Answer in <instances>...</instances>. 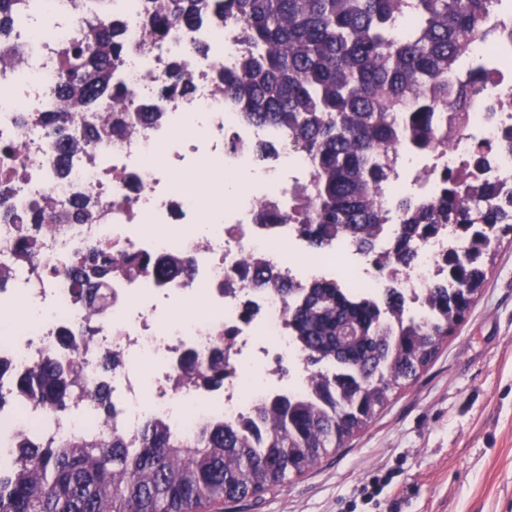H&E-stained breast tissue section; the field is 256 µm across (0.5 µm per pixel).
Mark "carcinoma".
<instances>
[{"instance_id":"carcinoma-1","label":"carcinoma","mask_w":512,"mask_h":512,"mask_svg":"<svg viewBox=\"0 0 512 512\" xmlns=\"http://www.w3.org/2000/svg\"><path fill=\"white\" fill-rule=\"evenodd\" d=\"M210 0H148L149 36L162 40L190 24ZM236 23L244 46L239 66L224 76V91L252 122L288 129L293 143L314 159L311 184L287 215L264 204L257 219L294 222L311 248L348 237L366 247L389 221L378 196L392 170L396 144L421 149L448 145V129L434 109L448 106L449 123L463 127L474 82L448 84L465 46L483 37L497 0H216ZM409 12V37L392 25ZM122 59L115 31L91 27L63 58L57 109L46 116L58 132L78 112L97 113L91 134L126 136L128 95L112 85ZM395 112L405 125L392 124ZM394 255H409L410 238L453 222L472 230L460 253L448 254L453 288H432L428 322H404V300L391 291L378 301L350 294L332 279L300 289L288 326L312 371V396L277 393L236 425L218 423L192 439L149 422L127 437L117 430L87 439L29 437L0 471V512H199L258 496L312 470L330 451L364 430L397 389L416 378L453 335L472 307L499 247L512 239V198L490 183L448 175V189L432 202L402 207ZM179 259L152 264L122 259L109 247L84 254L68 271L74 296L92 301L94 289L117 274L148 271L163 279L188 271ZM185 376L208 389L224 385V352L200 365L193 355ZM21 396L63 419L88 398L112 419V391L83 383L76 363L53 357L18 375L0 391V406Z\"/></svg>"}]
</instances>
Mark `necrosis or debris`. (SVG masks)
I'll use <instances>...</instances> for the list:
<instances>
[{"label": "necrosis or debris", "instance_id": "1", "mask_svg": "<svg viewBox=\"0 0 512 512\" xmlns=\"http://www.w3.org/2000/svg\"><path fill=\"white\" fill-rule=\"evenodd\" d=\"M145 0H26L0 37V145L15 148L0 156V267L11 277L0 289V387L45 356L80 363L88 386L107 382L116 424L135 431L149 420L174 434L194 436L213 420L237 422L274 393L291 362L298 377L290 395L304 397L309 368L288 329V299L242 278L240 263L250 257L280 281L301 288L314 279H335L354 292L403 294L416 319L431 312L430 289L448 284L449 252L463 250L467 233L448 223L417 241L410 265L379 268L374 254L339 238L316 253L296 224H263L258 204L291 210L295 194L313 179L310 156L294 147L276 125H258L222 92L221 81L242 53L234 24L214 10L193 25L152 40L144 19ZM115 24L125 46L112 73L133 101L139 129L124 137H103L60 162L53 128L41 113L54 111L62 80L61 50L85 21ZM178 80L188 93L169 92ZM452 82L479 79L464 128L433 151L400 141L390 180L380 199L391 218L378 242L388 249L400 225L403 203L435 200L447 173L494 182L512 194V0L500 3L479 41L460 56ZM90 198L92 223L73 220L76 200ZM49 199L55 218L32 228L35 200ZM33 240L34 258L15 263L23 236ZM160 260L175 254L192 261L190 274L157 283L143 274L113 276L93 303L76 301L64 274L88 246ZM197 304L206 316L180 314ZM224 350V386L211 392L182 381L181 361L192 353L208 358ZM112 355L111 371L102 360ZM149 365L143 375L141 365ZM88 404L56 420L23 398L0 408V468L8 467L18 433L87 434L105 430Z\"/></svg>", "mask_w": 512, "mask_h": 512}]
</instances>
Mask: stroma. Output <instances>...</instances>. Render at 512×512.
Listing matches in <instances>:
<instances>
[{"mask_svg":"<svg viewBox=\"0 0 512 512\" xmlns=\"http://www.w3.org/2000/svg\"><path fill=\"white\" fill-rule=\"evenodd\" d=\"M393 473L377 508L366 480ZM224 512H512V244L454 336L367 429Z\"/></svg>","mask_w":512,"mask_h":512,"instance_id":"35a3bbf8","label":"stroma"}]
</instances>
